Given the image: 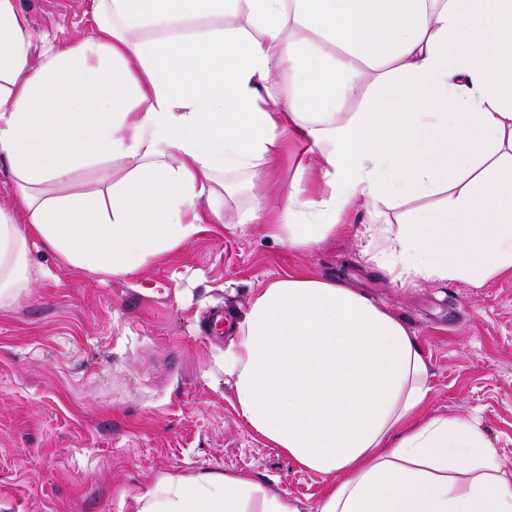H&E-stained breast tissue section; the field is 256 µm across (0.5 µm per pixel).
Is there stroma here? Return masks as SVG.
<instances>
[{
	"mask_svg": "<svg viewBox=\"0 0 512 512\" xmlns=\"http://www.w3.org/2000/svg\"><path fill=\"white\" fill-rule=\"evenodd\" d=\"M32 55L88 37V0H16ZM287 142L276 167L236 192L224 221L204 225L132 276L63 265L39 242L32 278L0 304V512H136L138 496L169 476L253 472L266 495L316 512L324 475L300 468L245 422L224 351L253 297L291 270L335 280L403 319L428 363L430 416L473 421L512 478V278L394 285L368 248L371 222L351 202L346 232L307 248L242 224L252 196L283 204L301 179L325 193L320 156L298 171ZM223 309L215 328L210 314Z\"/></svg>",
	"mask_w": 512,
	"mask_h": 512,
	"instance_id": "stroma-1",
	"label": "stroma"
}]
</instances>
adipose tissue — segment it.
I'll return each mask as SVG.
<instances>
[{"instance_id":"adipose-tissue-1","label":"adipose tissue","mask_w":512,"mask_h":512,"mask_svg":"<svg viewBox=\"0 0 512 512\" xmlns=\"http://www.w3.org/2000/svg\"><path fill=\"white\" fill-rule=\"evenodd\" d=\"M89 2L95 36L34 67L26 21L0 0V164L16 185L0 301L29 282L34 238L68 265L136 273L223 222L221 176H260L289 133L321 151L329 193L292 183L241 223L306 248L345 232L348 200L377 218L444 192L445 207L372 237L374 258L401 284L512 277V0ZM384 60L364 111L340 116L359 67ZM279 72L293 79L284 105ZM93 165L99 191L47 194ZM224 366L250 428L325 475L318 512H512L483 432L422 417L428 364L382 303L290 273L253 299ZM261 491L242 471L171 477L137 512H247Z\"/></svg>"}]
</instances>
